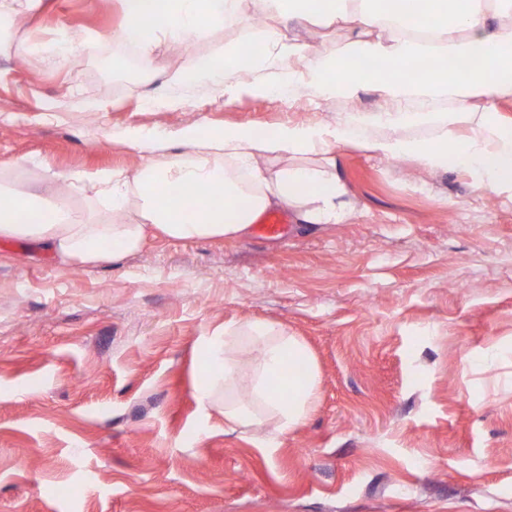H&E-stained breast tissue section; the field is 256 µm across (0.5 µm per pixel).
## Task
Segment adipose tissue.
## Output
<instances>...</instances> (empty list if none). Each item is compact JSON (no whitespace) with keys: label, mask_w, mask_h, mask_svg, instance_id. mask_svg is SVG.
<instances>
[{"label":"adipose tissue","mask_w":512,"mask_h":512,"mask_svg":"<svg viewBox=\"0 0 512 512\" xmlns=\"http://www.w3.org/2000/svg\"><path fill=\"white\" fill-rule=\"evenodd\" d=\"M264 11L298 21H340L368 32L333 56L294 46L307 59V79L318 94L349 98L371 89L401 104L448 98L445 112L412 115L389 112L390 126L416 120L436 126L439 137L420 141L395 134L358 139L356 118L335 126H283L274 130L238 128L183 130L191 152L166 157L162 137L130 132L147 159L127 177L118 171L74 175V184L97 185L108 217L91 222L69 205L36 193L0 190V238L28 239L46 246L63 262L117 261L139 249L147 227L169 238L197 241L245 235L265 210L294 209L310 224H336L347 215L344 189L334 173L308 167L265 168L270 158L320 151L359 140L381 158L418 156L435 170L460 168L477 185L512 198V126H498L495 102L512 97V0H418L411 20L391 13L389 0H260ZM124 20L116 42L139 44L150 52L156 35L196 34L212 24L232 25L241 0H122ZM470 60L468 69L449 72L418 67L432 52ZM239 71L237 53L223 63L188 62L180 84L228 86ZM470 127L467 142L458 131ZM258 347L249 401L232 398L240 374L237 350ZM204 376L197 386L203 406L218 408L227 425L258 423L261 413L275 419L277 434L305 421L316 401L317 372L307 346L267 322L225 328L199 350Z\"/></svg>","instance_id":"ef3b65f1"}]
</instances>
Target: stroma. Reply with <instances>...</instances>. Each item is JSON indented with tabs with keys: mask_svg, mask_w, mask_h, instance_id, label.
<instances>
[{
	"mask_svg": "<svg viewBox=\"0 0 512 512\" xmlns=\"http://www.w3.org/2000/svg\"><path fill=\"white\" fill-rule=\"evenodd\" d=\"M152 52L116 43L121 0H42L0 36V185L62 197L92 221L71 174L134 176L131 131L188 152L190 126L272 130L388 112L365 89L316 95L280 56L232 92L175 84L188 58L283 44L333 56L360 31L266 15ZM70 28L86 62L37 52ZM266 82L274 92H253ZM290 86V95L278 94ZM31 163L20 169L16 160ZM271 168L334 171L351 210L282 235L181 241L147 231L122 259L59 262L0 239V512H512V203L464 170L354 143ZM266 321L311 351L317 405L294 430H228L197 400L198 349Z\"/></svg>",
	"mask_w": 512,
	"mask_h": 512,
	"instance_id": "1",
	"label": "stroma"
}]
</instances>
